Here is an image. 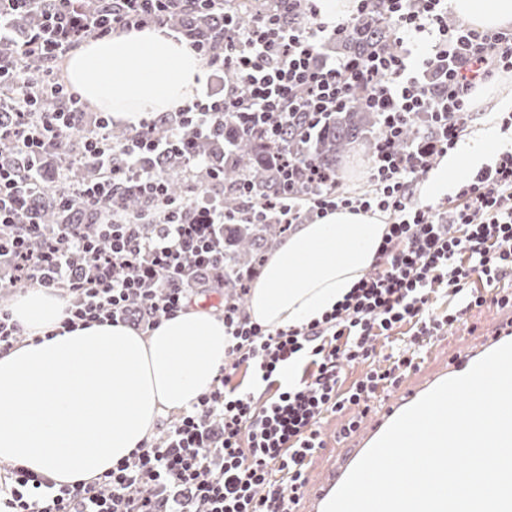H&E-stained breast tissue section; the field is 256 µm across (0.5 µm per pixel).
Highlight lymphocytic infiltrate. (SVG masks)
Here are the masks:
<instances>
[{"mask_svg":"<svg viewBox=\"0 0 512 512\" xmlns=\"http://www.w3.org/2000/svg\"><path fill=\"white\" fill-rule=\"evenodd\" d=\"M180 2L115 0L78 11L71 0H57L18 57L0 61V81L12 80L15 89L0 143L16 144L25 156L22 170L0 166V267L11 281L65 291L67 325L112 321L152 330L202 295L200 277L223 289L225 225L272 218L293 227L346 209L383 213L387 232L373 267L320 320L272 330L225 295L231 345L211 389L100 481L59 487L8 471L0 504L9 512H292L324 446L327 415H344V428L357 426L379 393L416 368L431 339L466 325L487 303L512 306V153L462 180L447 207L417 201L421 177L465 132L478 90L512 75V27L480 30L449 21L448 0H357L331 28L320 22L313 0H281L282 13L257 15L244 27L225 13L232 35L223 56L190 40L222 70L223 92L173 113L175 130L163 140L153 134L155 120H143L118 146L111 115L91 117L76 160L107 178L69 181L59 197L97 209L96 228L32 223L25 199L42 183L39 159L85 105L55 73L18 80L15 72L30 58L55 60L119 29L166 26ZM366 14L392 26L391 46L337 60L321 53L325 37L348 34ZM355 91L379 114L366 190L342 191L340 179L280 154L277 201L238 214L210 206L179 219L155 159L179 154L187 164H204L198 141L228 119L234 131L279 145L299 116L304 138H311L332 113L350 106ZM48 98L63 100L64 108L41 107ZM420 116L425 131L400 150ZM131 193L151 205L142 218L126 209ZM438 296L448 300L445 311L433 307ZM381 341L389 354L378 352ZM291 363L300 368L298 379L279 384ZM360 364L365 372L344 385L345 368ZM243 367L257 384L241 391L230 381Z\"/></svg>","mask_w":512,"mask_h":512,"instance_id":"lymphocytic-infiltrate-1","label":"lymphocytic infiltrate"}]
</instances>
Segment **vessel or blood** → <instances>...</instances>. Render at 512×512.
I'll list each match as a JSON object with an SVG mask.
<instances>
[{"mask_svg":"<svg viewBox=\"0 0 512 512\" xmlns=\"http://www.w3.org/2000/svg\"><path fill=\"white\" fill-rule=\"evenodd\" d=\"M512 341V312L499 314L481 334L464 331L459 349L444 363L426 366L395 386L390 395L375 403L362 426L345 434L342 452L333 456L323 471L308 477L307 492L297 512H323L352 467L379 438L388 425L441 381L468 371L487 353Z\"/></svg>","mask_w":512,"mask_h":512,"instance_id":"obj_1","label":"vessel or blood"}]
</instances>
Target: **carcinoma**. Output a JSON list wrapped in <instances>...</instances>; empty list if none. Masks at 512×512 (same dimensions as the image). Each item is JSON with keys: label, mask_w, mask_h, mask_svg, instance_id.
Listing matches in <instances>:
<instances>
[{"label": "carcinoma", "mask_w": 512, "mask_h": 512, "mask_svg": "<svg viewBox=\"0 0 512 512\" xmlns=\"http://www.w3.org/2000/svg\"><path fill=\"white\" fill-rule=\"evenodd\" d=\"M182 10V15L173 20L181 28H189L193 33L210 43L214 51L224 54V14L218 10H196L190 5ZM275 0H262L258 4H244L238 22L250 23L258 9H272ZM40 10L33 9L28 14L15 15L11 19L13 36L0 41V58L12 57L32 34ZM393 42L389 25L376 15H368L356 24L355 33L349 38L337 40V47L346 56H364L371 50ZM377 124L374 113L356 103L351 108L331 115L321 132L307 142L301 141L300 127L288 129L285 139L291 151L301 158L334 174L340 155L347 146L356 141L359 135L371 131ZM89 135L84 122L77 120L62 137L60 147H53L44 153L47 168L43 169L44 183L41 190L32 198L30 212L35 215L37 224H96L97 210L76 204L63 207L59 204L56 187V172L59 156L68 152H78ZM203 147L209 151L211 163L207 168H196L186 174L184 160L164 157L157 164V171L165 181L168 194L190 212L196 211L200 202L212 198L224 204V208L238 212L248 206V197L235 190L239 180L251 182L255 199H270L278 190L277 170L272 168L277 147L267 143L257 135H235L232 125H224V133H216L206 139ZM10 167L21 166L23 156L13 145L0 146V164ZM287 233L284 224H226L224 225V255L233 264L245 265L259 259L273 242Z\"/></svg>", "instance_id": "obj_1"}]
</instances>
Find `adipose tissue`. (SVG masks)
I'll list each match as a JSON object with an SVG mask.
<instances>
[{
  "instance_id": "adipose-tissue-1",
  "label": "adipose tissue",
  "mask_w": 512,
  "mask_h": 512,
  "mask_svg": "<svg viewBox=\"0 0 512 512\" xmlns=\"http://www.w3.org/2000/svg\"><path fill=\"white\" fill-rule=\"evenodd\" d=\"M479 29L512 25V0H450ZM68 82L120 124L195 101L210 71L165 29L147 27L85 43L65 63ZM512 132L479 123L420 187L443 198L453 176L474 171ZM386 232L380 213H329L269 255L250 290L253 321L277 329L320 319L371 268ZM60 291L29 289L11 305L25 339L0 352V463L62 485L92 483L148 441L158 419L190 409L226 358L224 321L187 307L143 337L109 321L63 326Z\"/></svg>"
}]
</instances>
